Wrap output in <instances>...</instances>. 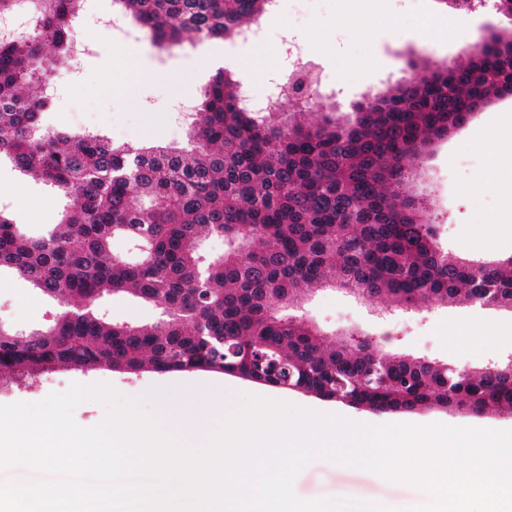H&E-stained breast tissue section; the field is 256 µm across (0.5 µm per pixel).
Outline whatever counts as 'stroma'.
Segmentation results:
<instances>
[{"label":"stroma","mask_w":512,"mask_h":512,"mask_svg":"<svg viewBox=\"0 0 512 512\" xmlns=\"http://www.w3.org/2000/svg\"><path fill=\"white\" fill-rule=\"evenodd\" d=\"M112 10V0H86L74 22L76 36L93 41V54L73 57L59 70L47 92L45 126L71 132H96L116 143L145 144L160 139L186 141L183 113L175 98H199L217 68L241 74L252 66V86L264 94L272 80L284 79L287 63L281 36L289 34L321 58L325 79L303 107L308 121L320 117L319 104L335 103L338 115L374 96L388 84L413 76L411 62L466 59L494 30L507 26L492 6L454 11L442 0H285L281 10L265 14L253 42L234 39L161 49L150 41L122 43L97 26L93 17ZM512 119V95L494 99L448 137L434 141L420 164L415 193L433 201L436 239L446 251L476 259L512 254V156L491 133ZM0 197L27 232L42 234L57 223L64 198L41 182L20 180L9 164L0 165ZM57 307L22 279L0 275V321L20 330L43 324ZM298 316L323 332L362 333L385 349L465 367H481L512 355V315L477 305L434 306L405 311L385 298L365 303L332 290L312 293ZM74 382L108 383L126 399L140 400L156 387L175 388L176 403L194 412L205 430L238 409L246 396H266L375 425L511 429L512 411L473 415L445 409L378 414L326 401L311 394L284 391L216 372L126 374L100 369L66 368L40 375L29 386L0 379V405L38 402ZM306 501L360 498L403 512L427 497L414 484L389 482L360 469L312 460L294 481Z\"/></svg>","instance_id":"1"}]
</instances>
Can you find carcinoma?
Returning <instances> with one entry per match:
<instances>
[{
	"instance_id": "cac0c4a2",
	"label": "carcinoma",
	"mask_w": 512,
	"mask_h": 512,
	"mask_svg": "<svg viewBox=\"0 0 512 512\" xmlns=\"http://www.w3.org/2000/svg\"><path fill=\"white\" fill-rule=\"evenodd\" d=\"M160 46L232 39L270 0H114ZM83 0H0L22 9L23 35L0 39V162L57 189L61 220L29 236L0 207V273L59 309L28 333L0 325V375L20 385L57 367L82 372L195 371L250 375L376 413L512 410L507 364L496 371L334 341L284 311L307 288H337L391 305L464 302L512 312V254L468 260L440 249L431 200L405 195L427 145L512 87V31L463 61L434 63L356 107L316 123L265 124L239 102L241 81L219 69L190 113L186 146L116 144L51 131L49 82L71 51ZM52 45L55 59L44 53ZM224 237L210 257L204 238ZM129 244L112 254V239ZM123 295L162 308L158 324L114 323L97 302Z\"/></svg>"
}]
</instances>
